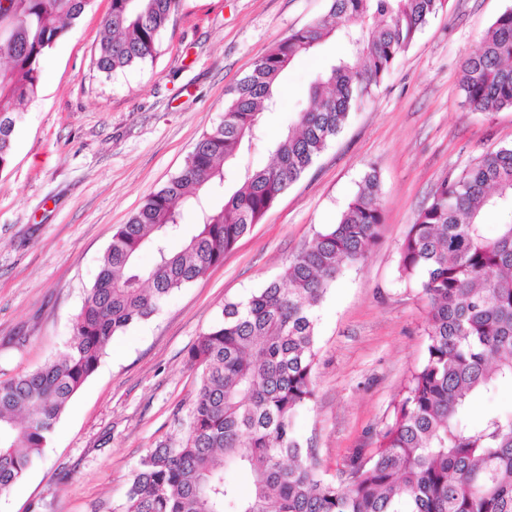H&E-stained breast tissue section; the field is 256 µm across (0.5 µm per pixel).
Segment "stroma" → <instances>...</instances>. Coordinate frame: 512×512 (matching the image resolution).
Listing matches in <instances>:
<instances>
[{"label":"stroma","mask_w":512,"mask_h":512,"mask_svg":"<svg viewBox=\"0 0 512 512\" xmlns=\"http://www.w3.org/2000/svg\"><path fill=\"white\" fill-rule=\"evenodd\" d=\"M330 0H179L152 60L107 75L95 48L110 0H95L41 61L40 89L0 172V374L34 369L64 349L119 225L182 169L224 119L230 88ZM512 0H446L390 74L352 110L313 166L221 264L172 292L147 321L112 338L61 415L43 455L0 512H116L141 457L181 440L196 394L188 350L225 303L279 279L336 223L366 173L380 182L384 223L364 260L342 268L316 311L315 396L295 418L327 478L370 447L427 345L425 302L401 280L399 250L418 209L484 151L512 147V109L470 112L466 58ZM327 42L297 60L267 118L275 138L309 107L315 73L344 54Z\"/></svg>","instance_id":"obj_1"}]
</instances>
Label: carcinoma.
<instances>
[{"label":"carcinoma","mask_w":512,"mask_h":512,"mask_svg":"<svg viewBox=\"0 0 512 512\" xmlns=\"http://www.w3.org/2000/svg\"><path fill=\"white\" fill-rule=\"evenodd\" d=\"M93 0L0 6V170L36 97L40 59ZM445 0H330L328 13L280 40L230 91L224 120L183 169L112 234L63 352L0 380V493L42 456L71 399L113 336L151 318L171 292L204 276L313 164ZM178 0H111L96 67L110 75L154 58ZM341 38L346 53L315 75L312 107L269 146L271 161L226 170L264 136L266 112L294 62ZM473 112L512 109V7L466 59ZM197 222L183 223L184 210ZM512 210V147L485 151L443 181L399 251V274L426 305V353L393 417L335 481L303 446L296 414L314 396L316 308L343 266L365 258L384 221L377 175L364 176L337 222L283 275L227 303L188 359L199 370L185 438L147 450L120 512H512V413L472 417V402L512 385V222L487 233V212ZM180 240V247L171 241ZM153 263H139L142 252ZM251 482L240 494L234 474Z\"/></svg>","instance_id":"obj_1"}]
</instances>
